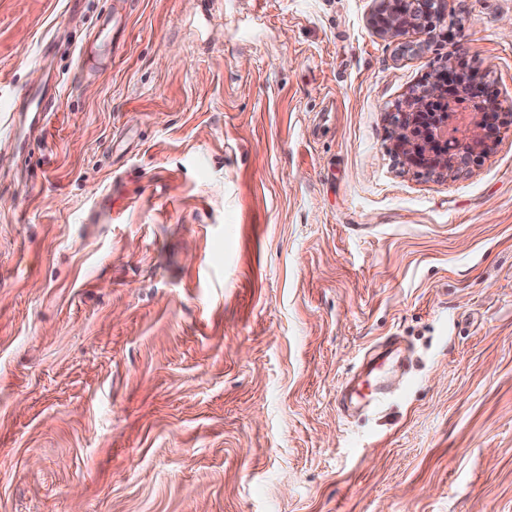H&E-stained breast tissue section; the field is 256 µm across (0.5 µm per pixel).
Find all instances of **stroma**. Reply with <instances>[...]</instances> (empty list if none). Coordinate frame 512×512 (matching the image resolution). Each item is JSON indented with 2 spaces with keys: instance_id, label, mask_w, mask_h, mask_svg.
<instances>
[{
  "instance_id": "1",
  "label": "stroma",
  "mask_w": 512,
  "mask_h": 512,
  "mask_svg": "<svg viewBox=\"0 0 512 512\" xmlns=\"http://www.w3.org/2000/svg\"><path fill=\"white\" fill-rule=\"evenodd\" d=\"M378 8L0 0V512H512V123L439 178L386 120L512 113V0ZM381 2L382 10L378 19L384 29L395 33L402 32L409 24L422 25L424 22L440 21L448 9L447 0H413L416 8L419 7L422 11L420 18L400 19L392 13L393 0H381Z\"/></svg>"
}]
</instances>
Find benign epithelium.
Here are the masks:
<instances>
[{"instance_id":"benign-epithelium-1","label":"benign epithelium","mask_w":512,"mask_h":512,"mask_svg":"<svg viewBox=\"0 0 512 512\" xmlns=\"http://www.w3.org/2000/svg\"><path fill=\"white\" fill-rule=\"evenodd\" d=\"M378 16L383 28L399 33L408 25L432 23L443 18L448 0H413L422 11L418 19H400L392 13L393 0H381ZM454 86L435 78L424 88L409 95V110L398 109L387 113L391 140L395 154L411 166L425 169L438 177L458 173L469 167L496 138L501 126L512 122V114L494 108L483 113L482 120L470 130L463 141L448 138L447 133L433 127V113L425 111L430 101L452 98Z\"/></svg>"}]
</instances>
